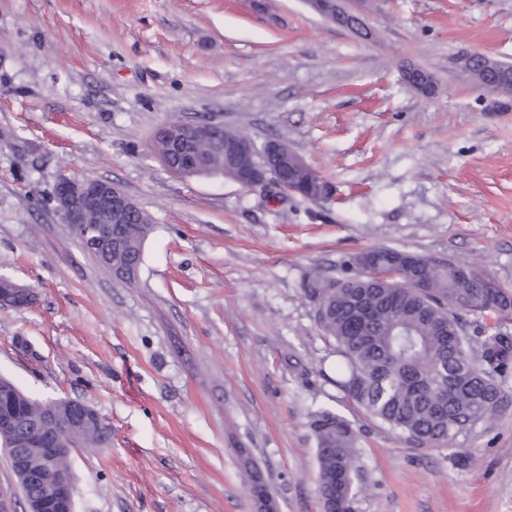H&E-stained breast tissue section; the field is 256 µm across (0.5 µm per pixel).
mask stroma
Segmentation results:
<instances>
[{"mask_svg": "<svg viewBox=\"0 0 512 512\" xmlns=\"http://www.w3.org/2000/svg\"><path fill=\"white\" fill-rule=\"evenodd\" d=\"M359 9L373 39L304 0H0V275L35 293L0 306V376L108 426L72 454L77 512H256L240 448L277 512H322L320 407L353 427L357 512H512V408L452 448L415 445L323 376L332 345L301 292L376 247L512 292V108L456 64L512 61V0ZM407 63L437 76L434 96ZM178 120L287 141L331 199L171 174L151 142ZM63 174L112 181L151 216L135 283L61 222Z\"/></svg>", "mask_w": 512, "mask_h": 512, "instance_id": "obj_1", "label": "stroma"}]
</instances>
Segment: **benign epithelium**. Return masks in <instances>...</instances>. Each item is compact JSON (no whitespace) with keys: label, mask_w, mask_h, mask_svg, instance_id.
<instances>
[{"label":"benign epithelium","mask_w":512,"mask_h":512,"mask_svg":"<svg viewBox=\"0 0 512 512\" xmlns=\"http://www.w3.org/2000/svg\"><path fill=\"white\" fill-rule=\"evenodd\" d=\"M321 16L338 25L348 17L351 24L366 27V23L347 6V0H305ZM480 62L486 70L497 68V59L480 52L459 55L456 63L469 67ZM406 81L425 95H432L438 89V79L424 69L409 65L405 67ZM152 144L154 156L170 172L182 177H231V180L247 190L259 189L277 197L293 194L288 170L281 148L271 140L261 146L248 136L231 131L224 124L208 121H174L162 125L154 135ZM207 143L216 147L224 156L225 168L215 167L207 154L197 150V145ZM255 157L257 163L240 165L244 157ZM56 211L62 223L80 241L82 247L99 260L107 250L118 254L120 239H112L114 217L135 214L138 204L121 188L110 181L77 176H61L53 194ZM0 293L14 302V307L28 306L31 290L23 288L9 279L0 280ZM75 411L72 428L81 424L95 413L82 402L73 400ZM3 447L13 449V471L22 488L30 484L40 485L39 491L26 497V512H76L75 480L72 471V449L63 447H20L9 430L0 429Z\"/></svg>","instance_id":"7a95c632"}]
</instances>
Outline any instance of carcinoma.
<instances>
[{
  "label": "carcinoma",
  "mask_w": 512,
  "mask_h": 512,
  "mask_svg": "<svg viewBox=\"0 0 512 512\" xmlns=\"http://www.w3.org/2000/svg\"><path fill=\"white\" fill-rule=\"evenodd\" d=\"M124 239L123 259L138 266L152 220L134 221ZM340 263V276L319 273L302 282L323 335L335 343L336 386L369 415L418 445L449 448L460 435L488 424L512 397L503 388L512 372V343L501 335L512 322V293L486 288L485 272L450 259L442 262L391 247L367 251ZM489 318L482 340L464 333V317ZM45 435L79 448L106 442L99 419L68 432L73 410L59 400L41 401L0 377V421L18 434L39 409ZM316 441L319 491L326 512H355L359 472L350 423L328 408L310 415Z\"/></svg>",
  "instance_id": "obj_1"
}]
</instances>
